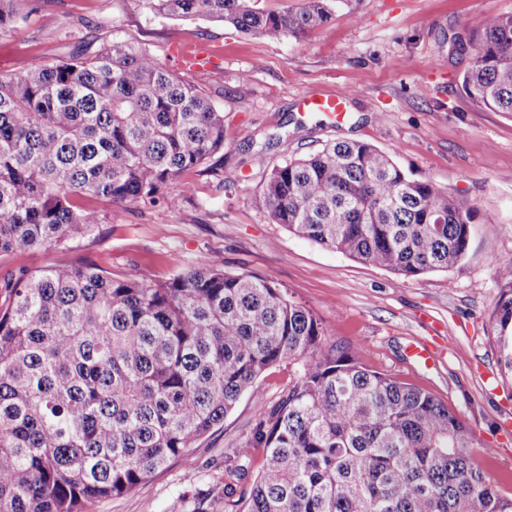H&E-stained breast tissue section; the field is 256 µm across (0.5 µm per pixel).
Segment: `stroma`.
<instances>
[{
  "instance_id": "35a3bbf8",
  "label": "stroma",
  "mask_w": 512,
  "mask_h": 512,
  "mask_svg": "<svg viewBox=\"0 0 512 512\" xmlns=\"http://www.w3.org/2000/svg\"><path fill=\"white\" fill-rule=\"evenodd\" d=\"M512 0H342L331 22L278 41L201 18L146 12L138 0H24L20 32L0 31V74L24 72L98 45L117 33L184 75L224 113V149L204 173L170 185L179 203L115 204L96 237L66 250L0 257V279L21 269L76 259L117 277L165 280L202 258L232 274H252L311 309L330 340L351 343L370 369L448 405L492 455L478 462L512 497V376L496 344L497 263L512 261V114L476 107L461 88L469 55L451 43L475 18L510 14ZM46 30L56 39H43ZM206 48L215 63L187 59ZM349 93L336 122L306 111L310 94ZM334 141H363L388 152L411 178L428 181L475 209L466 256L453 270L404 278L289 233L258 208L271 162ZM425 342L432 361L414 355ZM260 416L242 397L192 450L194 471L171 461L134 491L86 512H224V473L260 456L238 455Z\"/></svg>"
}]
</instances>
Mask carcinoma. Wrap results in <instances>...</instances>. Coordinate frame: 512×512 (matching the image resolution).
I'll list each match as a JSON object with an SVG mask.
<instances>
[{
    "instance_id": "cac0c4a2",
    "label": "carcinoma",
    "mask_w": 512,
    "mask_h": 512,
    "mask_svg": "<svg viewBox=\"0 0 512 512\" xmlns=\"http://www.w3.org/2000/svg\"><path fill=\"white\" fill-rule=\"evenodd\" d=\"M23 0H0L16 31ZM268 40L332 19L333 0L266 12L254 0H139ZM462 88L512 113V14L473 23ZM224 149V113L202 89L117 35L0 77V257L67 249L107 214L81 205L160 198ZM255 198L272 221L405 278L464 259L473 209L358 141L271 165ZM500 363L512 372V262L498 268ZM297 366L266 407L258 379ZM249 395L261 411L239 448L264 459L249 491L224 483V512H512L476 463L465 422L432 395L329 342L312 311L268 279L204 258L164 281L115 277L81 260L0 284V512H84L135 490Z\"/></svg>"
}]
</instances>
